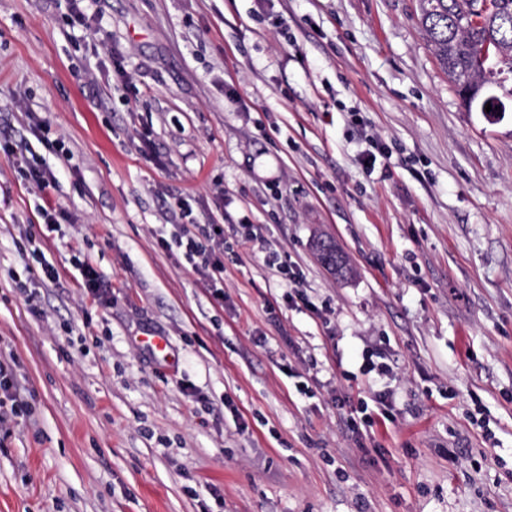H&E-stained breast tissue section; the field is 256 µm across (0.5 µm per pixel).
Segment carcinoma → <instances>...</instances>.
<instances>
[{
  "label": "carcinoma",
  "instance_id": "cac0c4a2",
  "mask_svg": "<svg viewBox=\"0 0 512 512\" xmlns=\"http://www.w3.org/2000/svg\"><path fill=\"white\" fill-rule=\"evenodd\" d=\"M421 24L429 42L457 90L472 97L467 108L481 109L495 95L512 102V0H419ZM494 59L509 82L489 84L482 54Z\"/></svg>",
  "mask_w": 512,
  "mask_h": 512
}]
</instances>
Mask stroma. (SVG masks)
<instances>
[{
  "label": "stroma",
  "instance_id": "obj_1",
  "mask_svg": "<svg viewBox=\"0 0 512 512\" xmlns=\"http://www.w3.org/2000/svg\"><path fill=\"white\" fill-rule=\"evenodd\" d=\"M82 8L85 28L68 0H0V138L55 173L39 191L0 154V354L25 403L0 512H512V112L467 110L418 0ZM178 208L224 227L223 300L157 245ZM23 230L60 272L31 298ZM378 395L390 416L348 429ZM79 273L82 278V288L94 296L106 291L108 285L101 273L88 261L79 264Z\"/></svg>",
  "mask_w": 512,
  "mask_h": 512
}]
</instances>
